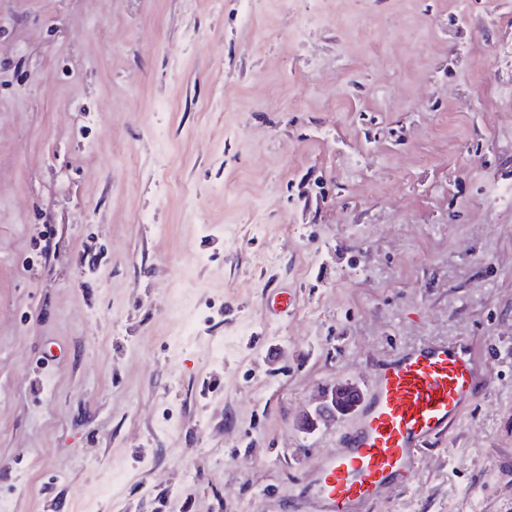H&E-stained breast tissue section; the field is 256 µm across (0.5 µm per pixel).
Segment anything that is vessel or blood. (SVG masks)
Wrapping results in <instances>:
<instances>
[{"label": "vessel or blood", "mask_w": 512, "mask_h": 512, "mask_svg": "<svg viewBox=\"0 0 512 512\" xmlns=\"http://www.w3.org/2000/svg\"><path fill=\"white\" fill-rule=\"evenodd\" d=\"M487 381L461 340L396 351L358 398L354 426L313 462L288 512H368L391 487L410 479L422 454Z\"/></svg>", "instance_id": "vessel-or-blood-1"}]
</instances>
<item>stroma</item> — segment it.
<instances>
[{
    "instance_id": "stroma-1",
    "label": "stroma",
    "mask_w": 512,
    "mask_h": 512,
    "mask_svg": "<svg viewBox=\"0 0 512 512\" xmlns=\"http://www.w3.org/2000/svg\"><path fill=\"white\" fill-rule=\"evenodd\" d=\"M505 44L512 0H0V512H286L321 392L459 338L489 387L370 512H512Z\"/></svg>"
}]
</instances>
